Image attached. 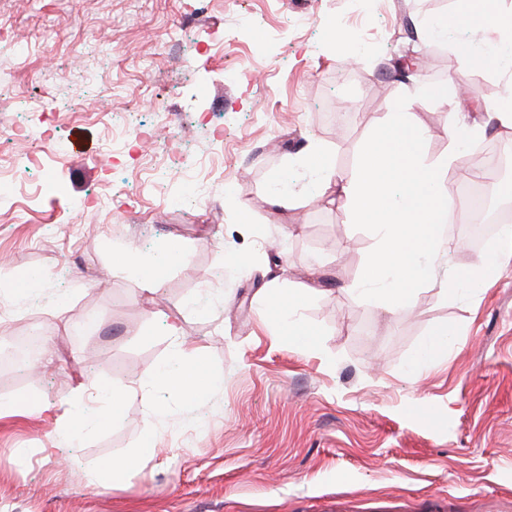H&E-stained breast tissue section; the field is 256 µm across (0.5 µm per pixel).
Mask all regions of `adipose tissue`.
<instances>
[{
  "label": "adipose tissue",
  "instance_id": "adipose-tissue-1",
  "mask_svg": "<svg viewBox=\"0 0 512 512\" xmlns=\"http://www.w3.org/2000/svg\"><path fill=\"white\" fill-rule=\"evenodd\" d=\"M491 21L495 32L491 54L497 71L507 80L487 116L501 132L511 135L512 40H502L500 32L512 29V10L492 12ZM385 128L386 137L365 151L355 179L336 184L331 167L323 160V149L316 146L305 156L315 178L313 192L297 198L280 181L270 199L286 211L343 199L353 222L371 225L376 238V248L366 261L368 274L351 289L394 311L410 305L417 288L432 282L436 257L456 248L445 234L451 207L445 176L463 157L466 141L479 137L483 128L469 124L465 113L451 110L448 154L431 162L411 144L412 139H424L426 131L412 124L409 113H387Z\"/></svg>",
  "mask_w": 512,
  "mask_h": 512
}]
</instances>
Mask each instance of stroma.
<instances>
[{
    "instance_id": "35a3bbf8",
    "label": "stroma",
    "mask_w": 512,
    "mask_h": 512,
    "mask_svg": "<svg viewBox=\"0 0 512 512\" xmlns=\"http://www.w3.org/2000/svg\"><path fill=\"white\" fill-rule=\"evenodd\" d=\"M360 9L349 57L334 20ZM450 13L451 0H0V165L19 187L0 191V341L39 317L71 356L0 381V403L42 402L0 413V512H512V255L497 236L468 247L449 217L462 249L392 313L349 289L370 225L340 205L267 202L282 176L310 193L314 144L354 179L401 104L428 128L425 157L447 154L473 71L485 101L503 90L482 39L431 38L425 19ZM417 50L442 53L421 78L448 103L395 77ZM501 141L487 131L449 168L453 209L485 171L476 154ZM173 243L187 258L159 268L147 303L139 266ZM120 247L134 265L116 263ZM484 259L497 271L482 288L443 293ZM272 289L298 301L293 322L267 307ZM88 307L98 328L66 335ZM172 324L210 377L194 398L147 381L173 358ZM446 328L447 350L415 367ZM101 387L122 392L97 404L111 423L61 438L77 390ZM106 462L119 475L103 486Z\"/></svg>"
}]
</instances>
